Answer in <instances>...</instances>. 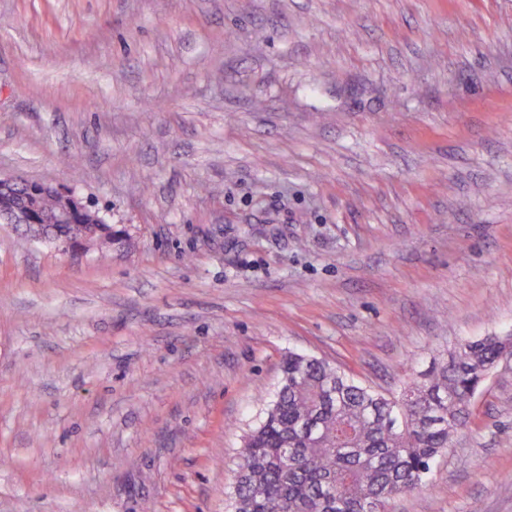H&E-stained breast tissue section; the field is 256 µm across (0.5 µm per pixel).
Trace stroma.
Returning <instances> with one entry per match:
<instances>
[{
  "instance_id": "stroma-1",
  "label": "stroma",
  "mask_w": 512,
  "mask_h": 512,
  "mask_svg": "<svg viewBox=\"0 0 512 512\" xmlns=\"http://www.w3.org/2000/svg\"><path fill=\"white\" fill-rule=\"evenodd\" d=\"M0 512H227L301 351L399 391L512 335V0H0ZM390 512H512V360ZM20 184L27 185L30 188L34 186L42 191L44 194L48 192H53L55 189L51 186L46 185H34L28 182H25L18 177H2L0 176V220L2 222L5 221L6 224H15L16 226L23 227L25 232L28 235H32L35 238L43 239V232L46 230H54L56 225L69 224L65 226H60L57 228L58 233L60 235H77L81 232V225L86 223H94V224H86L87 230H85L84 234L78 238H66L61 237L55 239L57 247L65 253L75 254L82 251L84 248L88 247L92 241H101L105 240L106 242L114 241L117 238V233L114 234V231L110 229L107 233H101L99 228L96 226L98 223H103L99 219L101 216L98 211L89 209L85 212H75L72 216V213L75 209V203L77 202V198H73L74 202L65 201V206L60 208L56 214H49L45 217V223L39 224L38 221L33 217V207H31L29 203V199L25 197L27 206L23 202H19L18 204L12 206L11 208H4L1 205V199L6 200V198H11L13 196L20 194L17 192ZM29 209V210H28ZM75 223L73 224L72 220ZM5 218V219H3ZM99 235V237H97Z\"/></svg>"
}]
</instances>
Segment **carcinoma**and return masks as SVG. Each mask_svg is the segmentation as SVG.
Here are the masks:
<instances>
[{
	"label": "carcinoma",
	"mask_w": 512,
	"mask_h": 512,
	"mask_svg": "<svg viewBox=\"0 0 512 512\" xmlns=\"http://www.w3.org/2000/svg\"><path fill=\"white\" fill-rule=\"evenodd\" d=\"M58 227L77 235L100 223L76 212ZM419 380L388 395L330 362L288 353L277 389L241 436L231 512H386L419 488L455 434L472 423L481 376L497 364L501 337L464 341Z\"/></svg>",
	"instance_id": "obj_1"
}]
</instances>
